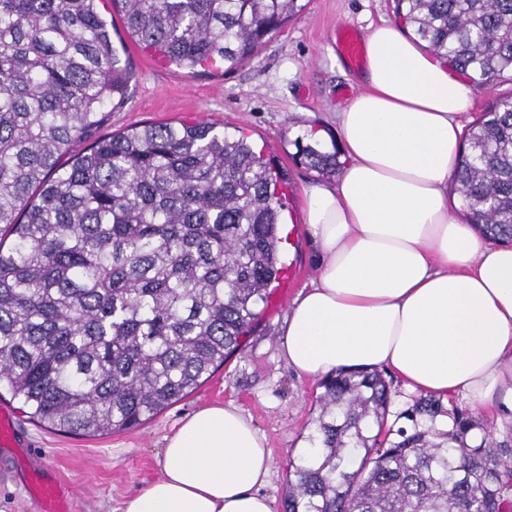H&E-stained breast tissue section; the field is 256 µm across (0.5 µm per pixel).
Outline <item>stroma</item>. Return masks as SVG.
<instances>
[{"mask_svg": "<svg viewBox=\"0 0 512 512\" xmlns=\"http://www.w3.org/2000/svg\"><path fill=\"white\" fill-rule=\"evenodd\" d=\"M395 18L394 0H307L300 14L272 34L257 55L236 69H180L143 51L124 28L112 32L121 58L135 71L122 105L107 112L100 137L146 123L203 120L217 130L241 128L288 176L282 247L287 271L270 303L213 377L140 428L104 436H74L34 422L9 391L0 401L16 411L17 439L45 480L74 497V512H121L124 501L163 473V439L178 421L203 407L234 402L268 442L272 477L264 492L281 512L289 458L297 456L319 409L318 382L298 377L279 347L293 300L316 274L317 249L302 222L303 189L336 177L310 168L297 139L309 128L335 129V114L361 88L359 72L336 51L335 30L360 31ZM27 470L14 449L0 447V512H37L26 490Z\"/></svg>", "mask_w": 512, "mask_h": 512, "instance_id": "1", "label": "stroma"}]
</instances>
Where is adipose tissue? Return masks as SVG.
<instances>
[{"label": "adipose tissue", "instance_id": "adipose-tissue-1", "mask_svg": "<svg viewBox=\"0 0 512 512\" xmlns=\"http://www.w3.org/2000/svg\"><path fill=\"white\" fill-rule=\"evenodd\" d=\"M365 43L362 88L336 115L345 165L303 191L320 259L282 356L311 380L388 368L410 392L512 413V245L482 234L451 191L472 87L397 23ZM162 456L124 512H273L271 452L236 405L181 419Z\"/></svg>", "mask_w": 512, "mask_h": 512}]
</instances>
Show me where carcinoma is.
<instances>
[{
    "mask_svg": "<svg viewBox=\"0 0 512 512\" xmlns=\"http://www.w3.org/2000/svg\"><path fill=\"white\" fill-rule=\"evenodd\" d=\"M100 0H0V386L40 424L128 431L208 380L268 305L282 262L277 177L244 134L147 124L73 148L133 78ZM172 64L232 70L297 0H112ZM448 64L512 73V0H395ZM455 175L472 222L512 240V97L467 130ZM300 155L334 173L337 152ZM283 512H512V440L434 396L388 421L378 371L320 381ZM440 417L452 426L437 428ZM480 444H468L474 431Z\"/></svg>",
    "mask_w": 512,
    "mask_h": 512,
    "instance_id": "cac0c4a2",
    "label": "carcinoma"
}]
</instances>
